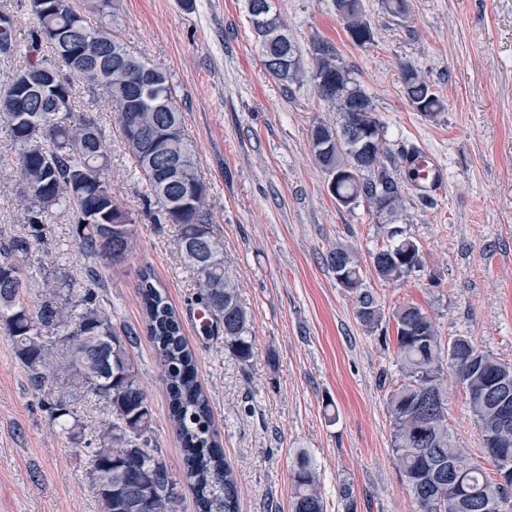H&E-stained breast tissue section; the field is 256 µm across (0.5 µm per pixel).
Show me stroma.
I'll return each mask as SVG.
<instances>
[{
	"mask_svg": "<svg viewBox=\"0 0 512 512\" xmlns=\"http://www.w3.org/2000/svg\"><path fill=\"white\" fill-rule=\"evenodd\" d=\"M304 60L319 44L335 48L371 97L384 125L386 164L404 186L395 226L422 251L419 271L380 280L370 255L388 244L365 205L342 207L311 152L313 122L339 121L311 85H285L266 72L248 0H112L114 25L145 62L170 74L176 105L208 187L206 205L248 313L254 354L241 364L223 335H205L199 277L178 252L175 225L144 212L146 180L127 152L115 114L77 86L74 108L92 110L106 134L112 195L135 220L134 249L120 265L97 261V305L117 332L139 331L131 356L152 413L153 444L178 482L177 512H195L182 480L181 447L154 347L142 332L139 271L151 267L197 360L224 455L241 491L240 512H291L290 470L298 450L317 469L326 512H345L350 484L356 512H415L391 445L386 397L400 382L392 313L411 304L433 320L443 341L460 336L512 364V0H408L405 16L382 0H363L374 42H351L334 0H269ZM420 71L445 103L426 118L407 102L402 66ZM436 155L446 182L434 196L412 188L405 148ZM0 127V236L32 242L29 259L89 288L88 262L66 213L43 234L27 224L22 189L6 162ZM362 262L363 285L383 319L365 328L354 294L326 263L335 245ZM448 428L481 457L478 426L453 367L444 366ZM65 397L84 429L70 443L52 428L31 391L12 342L0 334V512H100L90 485L88 448L112 418L104 401L79 391Z\"/></svg>",
	"mask_w": 512,
	"mask_h": 512,
	"instance_id": "1",
	"label": "stroma"
}]
</instances>
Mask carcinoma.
Instances as JSON below:
<instances>
[{"label": "carcinoma", "mask_w": 512, "mask_h": 512, "mask_svg": "<svg viewBox=\"0 0 512 512\" xmlns=\"http://www.w3.org/2000/svg\"><path fill=\"white\" fill-rule=\"evenodd\" d=\"M47 9L30 11L35 26L17 33L12 16L0 28L7 55L24 56L0 84V122L15 152L21 202L30 224H43L54 211L70 214L75 242L89 262V278L100 280L96 261L120 264L133 250L135 220L112 197L105 177V132L94 119H67L72 106L55 110V100L75 97L73 79L104 97L117 113L126 149L143 172L146 189L160 206L164 221L179 229L184 263L199 275V303L208 328H224V347L242 363L253 357L248 316L237 284L224 260L204 200L207 186L196 173L195 150L187 138L182 112L175 105V85L160 69L145 76L141 57L112 33L92 27L84 11L109 14L112 0H45ZM349 39L372 41V27L362 0H334ZM267 73L285 83H310L319 98L336 106L341 121L315 122L310 144L316 162L333 184L336 202L348 207L366 202L378 216L393 218L402 203V186L384 162L383 125L371 98L338 63L332 46L315 49L311 66L280 17L250 16ZM52 55L40 54L41 46ZM404 94L422 116L443 108L430 82L409 65L401 69ZM377 130L368 133L366 128ZM31 251L24 238L0 239V333L9 337L30 389L42 397L50 417L73 441L81 424L66 401L51 399L61 385L105 400L112 423L92 452L91 486L101 512H134V501L148 485L147 512H175L176 480L158 449L151 447V410L130 347L137 332L119 335L112 316L87 292L77 299L67 282L31 270L20 258ZM327 265L344 274L343 287L356 297L361 324L374 328L382 319L380 304L363 287L359 259L342 246L327 253ZM371 263L378 278L399 282L422 265L419 245L404 238L376 251ZM138 284L145 329L154 343L169 399L170 420L183 447V471L196 496L198 512H239L237 480L213 430L209 400L197 379L196 362L182 334L180 316L150 267ZM37 299L29 303V298ZM402 383L388 392L393 448L417 512H504L512 501V365L478 349L460 336L446 344L430 316L405 305L393 313ZM64 336L66 356L56 358ZM465 385L484 454L493 475L455 445L448 431V399L443 361ZM291 512H325V503L309 455L302 451L290 471Z\"/></svg>", "instance_id": "1"}]
</instances>
